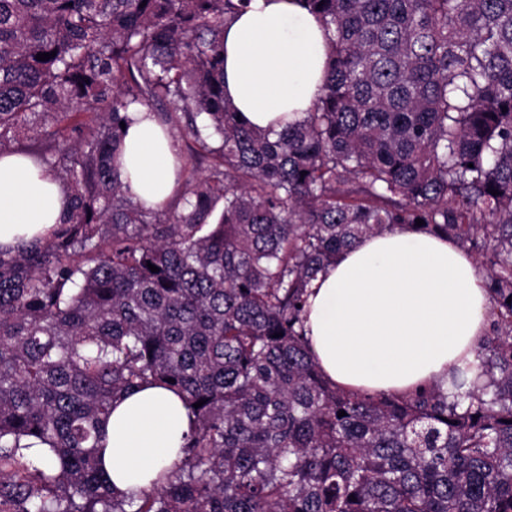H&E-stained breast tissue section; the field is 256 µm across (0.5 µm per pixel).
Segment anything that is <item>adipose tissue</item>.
Returning a JSON list of instances; mask_svg holds the SVG:
<instances>
[{
  "label": "adipose tissue",
  "mask_w": 512,
  "mask_h": 512,
  "mask_svg": "<svg viewBox=\"0 0 512 512\" xmlns=\"http://www.w3.org/2000/svg\"><path fill=\"white\" fill-rule=\"evenodd\" d=\"M322 21L297 0H251L224 27V94L253 126L277 130L309 112L325 82ZM123 180L149 209L175 194L171 136L145 109L131 112ZM64 209L56 175L27 156H0V247L47 240ZM490 296L475 260L453 241L398 226L345 250L309 286L304 332L326 378L360 394L444 384L476 363L491 330ZM192 419L182 398L145 385L115 403L102 468L124 493L151 489L179 457Z\"/></svg>",
  "instance_id": "1"
}]
</instances>
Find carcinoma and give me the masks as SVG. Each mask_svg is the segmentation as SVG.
<instances>
[{
    "label": "carcinoma",
    "instance_id": "1",
    "mask_svg": "<svg viewBox=\"0 0 512 512\" xmlns=\"http://www.w3.org/2000/svg\"><path fill=\"white\" fill-rule=\"evenodd\" d=\"M249 2L0 0V154L65 194L50 241L0 250V512H512V0H299L327 74L281 131L224 98ZM135 106L206 162L157 210L119 171ZM418 219L490 252L493 333L446 391L339 390L303 334L310 282ZM151 383L193 427L128 496L98 441Z\"/></svg>",
    "mask_w": 512,
    "mask_h": 512
}]
</instances>
